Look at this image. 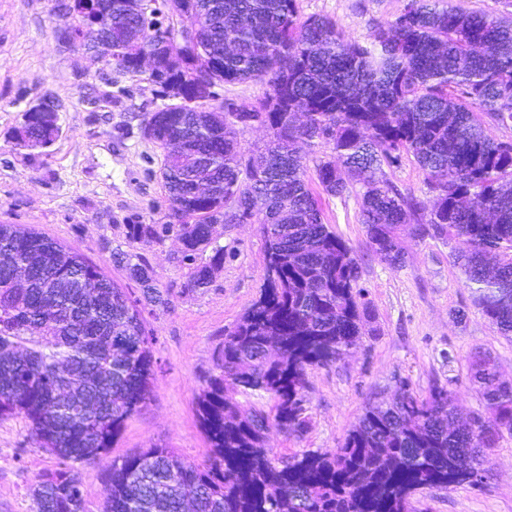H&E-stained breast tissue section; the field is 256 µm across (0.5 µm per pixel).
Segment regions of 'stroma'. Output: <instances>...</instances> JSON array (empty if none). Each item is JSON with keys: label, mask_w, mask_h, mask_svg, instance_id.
<instances>
[{"label": "stroma", "mask_w": 512, "mask_h": 512, "mask_svg": "<svg viewBox=\"0 0 512 512\" xmlns=\"http://www.w3.org/2000/svg\"><path fill=\"white\" fill-rule=\"evenodd\" d=\"M405 0H297L300 19L336 21L346 35L365 41L375 26L392 21ZM55 0H0V224H18L78 249L126 292L141 287L112 260L116 248L143 254L156 287L170 292L169 308L146 307L154 335L153 396L126 423L109 453L76 463L92 512L104 499L102 473L114 460L154 446L201 463L210 448L195 414L202 378L225 331L258 298L264 282V240L255 224H222L217 242L224 266L210 288L181 292L189 267L180 243L129 244V224H162L168 199L160 178L163 152L142 133L145 115L164 99L141 77L107 74L84 50L58 41L62 21ZM50 96L59 103L61 132L47 152L17 146L14 133L26 110ZM386 177L424 206L434 195L413 158L386 168ZM362 188L323 196L324 219L353 249L359 286L371 318L360 343L335 364L309 371L305 390L310 427L301 437L271 431L280 455L334 451L359 422L371 395L390 398L401 383L420 394L435 383L454 396L459 416L484 413L477 386L467 377V355L490 353L503 380L512 381V337L501 335L464 287L447 241L405 238V262L394 268L372 252L361 222ZM21 417L0 420V512H35L33 490L59 468L55 455L28 442ZM483 484L426 488L414 512H512V435H504L485 464Z\"/></svg>", "instance_id": "35a3bbf8"}]
</instances>
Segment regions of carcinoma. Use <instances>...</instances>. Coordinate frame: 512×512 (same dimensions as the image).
I'll return each instance as SVG.
<instances>
[{"label":"carcinoma","mask_w":512,"mask_h":512,"mask_svg":"<svg viewBox=\"0 0 512 512\" xmlns=\"http://www.w3.org/2000/svg\"><path fill=\"white\" fill-rule=\"evenodd\" d=\"M142 0H94L112 16L92 47L136 73L125 38ZM167 15L173 56L154 43L161 97L219 99L225 84L260 82L257 112H182L177 103L145 116L144 135L163 150L165 224H127L128 242L159 243L171 231L190 265L183 288L210 287L224 264L217 224H258L265 262L259 297L224 337L203 378L197 416L212 448L207 463L168 448L126 455L104 475L102 512H412L410 491L481 483V465L503 432L512 434V383L489 355L468 356L469 379L489 416L458 424L454 398L434 385L425 396L402 383L393 401L370 400L343 443L329 453L277 457L273 428L301 436L310 426L304 391L309 370L336 363L356 346L370 319L358 287L359 263L324 222L309 187L308 154L322 191L363 188L361 223L375 256L404 260L402 233L461 239L451 255L476 306L512 334V153L485 131L484 118L512 121V23L405 0L396 18L367 41L336 23L302 21L296 0H154ZM83 0H56L75 31ZM265 125L267 166L242 149L244 119ZM27 148L58 138L42 113L17 129ZM411 156L437 205L424 211L384 179V167ZM208 180L197 195L196 178ZM211 251L208 260L200 254ZM112 258L142 287L134 299L80 252L17 224H0V418L22 416L30 438L64 461L33 490L36 512H91L67 462H90L112 448L125 421L151 396L153 338L140 305L167 307L144 256L119 248ZM30 287L17 286L18 271ZM265 394L269 410L237 399Z\"/></svg>","instance_id":"1"}]
</instances>
